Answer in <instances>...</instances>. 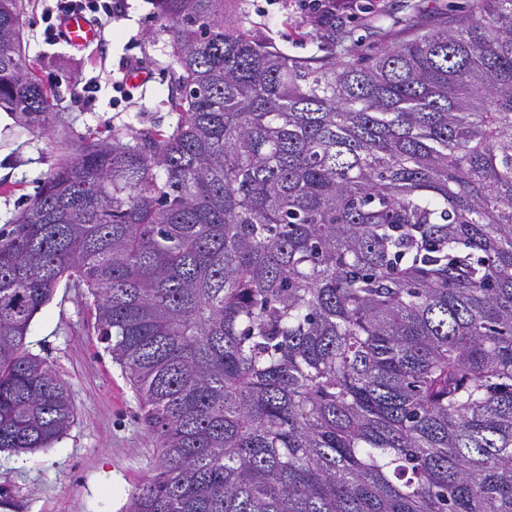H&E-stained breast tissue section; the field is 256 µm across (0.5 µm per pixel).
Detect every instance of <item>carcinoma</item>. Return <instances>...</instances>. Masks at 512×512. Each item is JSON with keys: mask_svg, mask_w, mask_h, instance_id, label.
I'll list each match as a JSON object with an SVG mask.
<instances>
[{"mask_svg": "<svg viewBox=\"0 0 512 512\" xmlns=\"http://www.w3.org/2000/svg\"><path fill=\"white\" fill-rule=\"evenodd\" d=\"M234 2L155 0L176 123L62 142L0 230V451L74 422L64 280L157 449L127 512H512V0L300 59ZM23 13L0 111L50 135Z\"/></svg>", "mask_w": 512, "mask_h": 512, "instance_id": "cac0c4a2", "label": "carcinoma"}]
</instances>
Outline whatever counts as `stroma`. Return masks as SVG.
Wrapping results in <instances>:
<instances>
[{"instance_id": "obj_1", "label": "stroma", "mask_w": 512, "mask_h": 512, "mask_svg": "<svg viewBox=\"0 0 512 512\" xmlns=\"http://www.w3.org/2000/svg\"><path fill=\"white\" fill-rule=\"evenodd\" d=\"M21 45L40 80L55 91L72 138L165 129L175 123L167 99L173 63L169 35L159 33L153 0H119L97 43L77 52L49 41L53 0H25ZM467 0H336V11L317 20L303 0H239L273 45L304 58L329 49L402 41L409 22L435 30L455 19ZM146 66L150 80L125 83L127 63ZM55 140L23 130L0 116V229L32 201L57 163ZM93 298L84 288L59 285L35 316L28 349L68 386L75 419L52 448L15 456L0 453V512H124L130 494L148 476L155 450L140 421L129 380L98 339Z\"/></svg>"}]
</instances>
